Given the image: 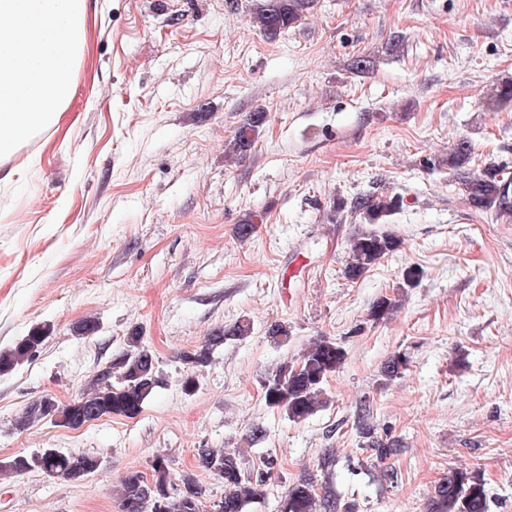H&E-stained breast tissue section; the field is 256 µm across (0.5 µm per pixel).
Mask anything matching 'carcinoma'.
Returning a JSON list of instances; mask_svg holds the SVG:
<instances>
[{"instance_id":"obj_1","label":"carcinoma","mask_w":512,"mask_h":512,"mask_svg":"<svg viewBox=\"0 0 512 512\" xmlns=\"http://www.w3.org/2000/svg\"><path fill=\"white\" fill-rule=\"evenodd\" d=\"M314 0H260L254 12V22L268 39H276L305 17ZM487 108L501 111L512 107V80L502 81L491 89L486 98ZM266 122V113L251 112L237 127L227 143L225 156L236 159L250 152ZM471 145L460 140L448 151V169L462 171L470 163ZM460 190L466 204L476 211L492 213L497 218L512 217V171L505 166L490 165L482 171L468 172L460 178ZM403 206L396 195L372 194L355 198L351 210L363 215L370 224H382L386 218ZM398 240L386 232L366 231L350 241V260L345 275L359 279L382 259L393 254ZM251 332L250 322L242 319L234 325L217 327L203 345L183 355L194 368L209 364L215 348L226 340L242 339ZM42 327L32 328L12 346L0 350V374L13 371L29 360L45 340ZM346 359L343 346L326 337L310 343L303 354L283 361L263 385L266 404L284 411L288 418L300 421L314 414L325 404L324 384L340 369ZM406 359L394 357L382 367L384 380L397 378L404 370ZM159 385V370L153 354L143 344L140 331L126 336V348L112 358L86 384L72 402L63 407L60 427L79 429L92 415L101 419L112 415L133 418L137 416L148 397ZM57 407L53 402L30 403L13 421V429L23 432L45 419H53ZM358 433L366 439V449L382 461L397 454L399 441L377 435L369 407L359 409ZM199 468L224 481V499L218 512H244L246 505L266 496L265 480L244 474L240 466V452L224 448L198 450ZM99 467V459L79 451L61 452L48 448L36 454H16L0 461V474L23 476L32 471L49 472L65 481H81ZM151 478L135 472L127 475L120 489L122 512H144L143 506L152 501L159 512H203V490L194 474H174L163 454L155 455L151 464ZM359 512L355 503H340L335 490L317 483L308 475L289 488L281 497L278 512ZM426 512H489V495L484 474L478 468L452 469L441 480L428 500Z\"/></svg>"}]
</instances>
